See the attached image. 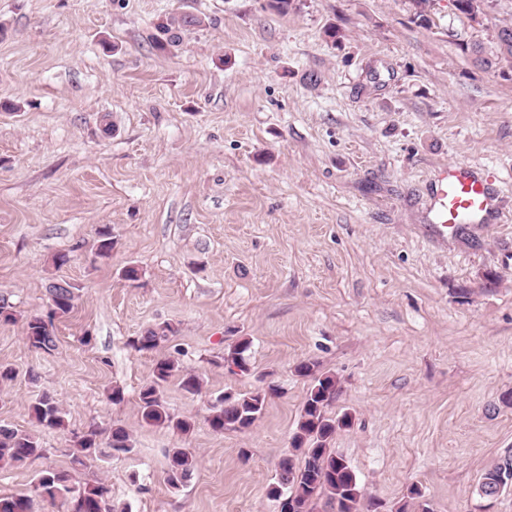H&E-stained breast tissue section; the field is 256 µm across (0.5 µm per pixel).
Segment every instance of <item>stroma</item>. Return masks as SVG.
<instances>
[{
  "mask_svg": "<svg viewBox=\"0 0 512 512\" xmlns=\"http://www.w3.org/2000/svg\"><path fill=\"white\" fill-rule=\"evenodd\" d=\"M176 11L206 24L158 51L152 26ZM415 13L414 0H292L284 15L267 0H0V296L16 311L0 366L18 373L0 385V424L46 450L0 468V493L70 470L73 434L117 425L133 452L76 475L103 479L111 504L279 512L266 491L311 385L294 367L310 358L338 381L327 416L352 417L328 448L363 512H512V487L477 493L512 453V222L440 235L427 193L467 162L496 175L512 213V80L457 44L490 43L512 0L474 28L449 0L430 26ZM130 264L138 281L120 276ZM59 280L78 298L47 354L24 327ZM165 324L175 333L157 349L131 347ZM243 338L246 373L224 363ZM162 357L203 379L195 395L166 389L189 433L137 414ZM268 385L249 431L210 428L216 395ZM41 393L66 429L31 417ZM174 448L198 459L177 489Z\"/></svg>",
  "mask_w": 512,
  "mask_h": 512,
  "instance_id": "obj_1",
  "label": "stroma"
}]
</instances>
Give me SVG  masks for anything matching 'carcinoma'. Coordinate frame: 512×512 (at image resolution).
<instances>
[{"mask_svg": "<svg viewBox=\"0 0 512 512\" xmlns=\"http://www.w3.org/2000/svg\"><path fill=\"white\" fill-rule=\"evenodd\" d=\"M454 8L467 20H475L481 14L483 0H453ZM204 19L190 13L170 14L156 25L152 36L154 47L159 51H172L182 44V34L203 26ZM499 38L484 45L480 42L461 41V51L470 56L473 63L483 68L512 67V23L498 24ZM112 231L101 228L97 232L96 253L107 257L112 252ZM75 287L64 280L53 283L48 288L47 316H33L25 326L28 344L37 350L49 353L56 347L54 319L69 314L75 307L77 296ZM174 329L161 326L149 329L131 341L138 352L152 351L165 341ZM251 342L247 338L239 340L224 356V361L235 365L239 370H248L246 353ZM295 371L302 377H310L313 384L309 388L303 405L297 429L291 437L290 447L304 456V467L296 470L292 457L283 458L275 484L285 492L293 487L300 488L294 499L293 512H311L313 500L322 495L339 512H363L361 487L350 466L340 457L332 455L326 445L336 431L351 424L352 416L344 413L336 418L325 415V407L337 393L336 377L317 373L315 362L307 359L299 362ZM177 378L180 388L190 394L199 392L201 379L194 373H184L175 360L160 358L153 366L152 381L143 387L139 394V414L149 426L172 427L182 433L192 429L188 419L176 418L170 414L164 398L165 385ZM268 392L264 388L226 396L219 394L209 405L207 421L215 432L233 429L240 432L249 430L265 410ZM30 411L36 422L48 429L66 427L64 413L60 405L50 395H37L30 403ZM134 445L120 427L104 432L97 427L75 437L73 462L84 466L92 460L106 461L120 453L132 452ZM38 437L29 431L10 425H0V466L22 464L30 459L45 455ZM198 464L196 454L188 448H175L169 456L167 483L177 489L187 481ZM512 472V454L501 458L483 475L481 483L491 487L502 480L506 472ZM35 496L59 503L64 512H117L109 504V488L99 480L75 485L70 476L56 469L41 471L33 481ZM0 512H34L33 498L28 495H0Z\"/></svg>", "mask_w": 512, "mask_h": 512, "instance_id": "1", "label": "carcinoma"}]
</instances>
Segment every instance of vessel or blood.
<instances>
[{
  "label": "vessel or blood",
  "instance_id": "obj_1",
  "mask_svg": "<svg viewBox=\"0 0 512 512\" xmlns=\"http://www.w3.org/2000/svg\"><path fill=\"white\" fill-rule=\"evenodd\" d=\"M494 180L492 173L477 172L463 162L444 166L431 188L439 232L447 233L449 225L469 221L505 223L507 217L496 205Z\"/></svg>",
  "mask_w": 512,
  "mask_h": 512
}]
</instances>
